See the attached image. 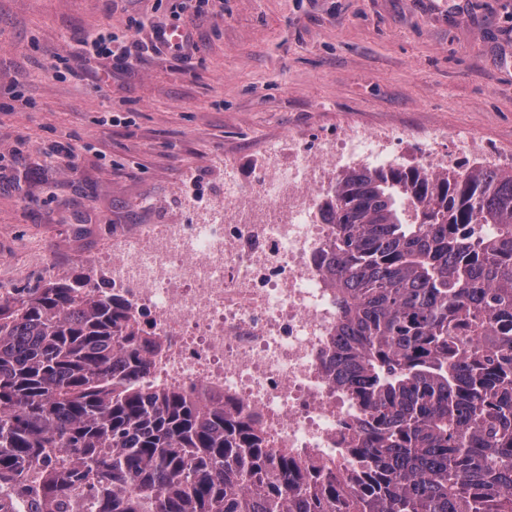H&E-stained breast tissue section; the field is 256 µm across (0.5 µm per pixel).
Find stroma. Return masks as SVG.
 I'll list each match as a JSON object with an SVG mask.
<instances>
[{"mask_svg":"<svg viewBox=\"0 0 512 512\" xmlns=\"http://www.w3.org/2000/svg\"><path fill=\"white\" fill-rule=\"evenodd\" d=\"M0 0V281L88 270L116 225L187 222L219 162L352 124L512 152V0ZM182 40L153 47L154 28ZM114 57L81 64L88 32ZM129 61H120L123 51Z\"/></svg>","mask_w":512,"mask_h":512,"instance_id":"35a3bbf8","label":"stroma"}]
</instances>
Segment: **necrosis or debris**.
Here are the masks:
<instances>
[{"label": "necrosis or debris", "mask_w": 512, "mask_h": 512, "mask_svg": "<svg viewBox=\"0 0 512 512\" xmlns=\"http://www.w3.org/2000/svg\"><path fill=\"white\" fill-rule=\"evenodd\" d=\"M395 129L337 128L314 147L289 139L263 151L251 185L224 184L223 199L193 183L180 196L195 220L144 224L118 234L101 272L141 316L151 353L148 384L195 385L259 420L268 447L343 475L357 405L325 363L339 311L315 261L331 235L317 200L346 163L392 164ZM457 137L434 129L414 162L455 168Z\"/></svg>", "instance_id": "1"}]
</instances>
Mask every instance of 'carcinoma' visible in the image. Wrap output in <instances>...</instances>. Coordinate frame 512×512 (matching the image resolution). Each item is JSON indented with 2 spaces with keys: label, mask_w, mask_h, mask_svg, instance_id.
Wrapping results in <instances>:
<instances>
[{
  "label": "carcinoma",
  "mask_w": 512,
  "mask_h": 512,
  "mask_svg": "<svg viewBox=\"0 0 512 512\" xmlns=\"http://www.w3.org/2000/svg\"><path fill=\"white\" fill-rule=\"evenodd\" d=\"M321 208L351 476L222 399L144 385L130 305L80 273L0 295V487L40 512H512V175L352 169Z\"/></svg>",
  "instance_id": "carcinoma-1"
}]
</instances>
